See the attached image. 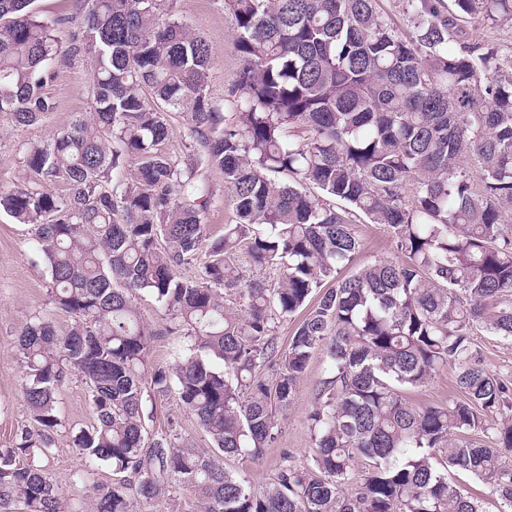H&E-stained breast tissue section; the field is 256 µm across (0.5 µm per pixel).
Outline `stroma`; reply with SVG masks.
<instances>
[{
    "instance_id": "obj_1",
    "label": "stroma",
    "mask_w": 512,
    "mask_h": 512,
    "mask_svg": "<svg viewBox=\"0 0 512 512\" xmlns=\"http://www.w3.org/2000/svg\"><path fill=\"white\" fill-rule=\"evenodd\" d=\"M33 7L48 21L56 22V36L68 44L73 31L71 20L85 9L84 0H35ZM174 10L188 29L205 40L212 51L209 89L216 101H223L238 68V59L229 44L233 38L231 18L224 11V0H174ZM56 79L50 87L57 107L42 125L22 129L11 115L0 112V190L25 180L27 172L20 160V146L29 140L47 138L56 129L68 125L78 113L88 111L85 87L90 67L77 56L56 62ZM202 179L212 193L207 222L212 236L224 232L231 223L233 210L230 194L224 186V174L212 168L203 170ZM355 230L363 250L358 263L396 254L394 237L387 228L368 220L357 222ZM49 275L36 251L33 228L16 224L0 215V446L8 444L14 429L24 423L26 406L21 398L24 370L18 361L17 334L29 315L49 307ZM137 307L145 323L155 331L149 341V366L165 365L182 350V337L167 334L170 316L153 298L143 295ZM328 361L324 354L311 359L305 376L287 411L279 416L281 433L277 442L266 449L261 460L237 456L225 459L224 465L262 484L273 477L283 454H290L297 464H307L312 441L307 415L314 403L317 386L326 374ZM144 426L149 435L174 429L183 440L198 448H209L210 442L195 417L180 407L174 396L147 398L144 404Z\"/></svg>"
}]
</instances>
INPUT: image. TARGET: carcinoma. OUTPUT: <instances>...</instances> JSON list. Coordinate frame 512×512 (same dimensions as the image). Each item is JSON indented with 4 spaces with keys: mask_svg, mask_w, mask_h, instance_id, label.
Returning <instances> with one entry per match:
<instances>
[{
    "mask_svg": "<svg viewBox=\"0 0 512 512\" xmlns=\"http://www.w3.org/2000/svg\"><path fill=\"white\" fill-rule=\"evenodd\" d=\"M378 2L224 0L239 68L221 105L210 47L170 0H89L67 48L34 0H0V112L16 126L55 110L57 58L91 66L90 112L23 143L29 179L0 190L70 319L61 335L38 311L17 336L28 422L0 447V512H156L182 497L183 512H484L450 469L512 512V419L476 438L487 412L512 407V382L473 339L512 340V47L462 26L512 19V0H403L410 36ZM168 112L185 121L181 157L159 149ZM203 165L224 172L235 215L214 240ZM360 215L403 259L345 276ZM141 294L188 339L147 382ZM297 315L283 349L279 324ZM318 351L311 463L283 454L262 488L225 469L276 442L275 411ZM448 366L461 397L409 401ZM72 377L88 388L86 427L57 409ZM148 392L175 394L211 448L172 429L145 442ZM64 433L83 462L76 502L47 467ZM102 467L112 479L93 480ZM448 481L456 485L460 489L471 492L481 498L485 512H500L501 500L494 493L492 486L471 475L461 471H451L448 473Z\"/></svg>",
    "mask_w": 512,
    "mask_h": 512,
    "instance_id": "carcinoma-1",
    "label": "carcinoma"
}]
</instances>
